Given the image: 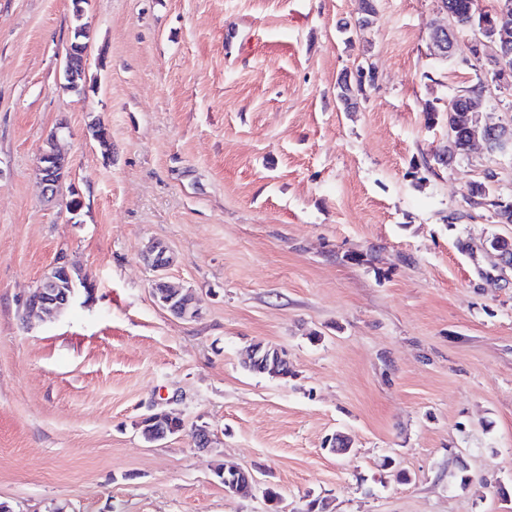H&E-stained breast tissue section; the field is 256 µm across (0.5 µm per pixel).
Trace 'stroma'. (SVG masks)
<instances>
[{
	"label": "stroma",
	"mask_w": 512,
	"mask_h": 512,
	"mask_svg": "<svg viewBox=\"0 0 512 512\" xmlns=\"http://www.w3.org/2000/svg\"><path fill=\"white\" fill-rule=\"evenodd\" d=\"M88 0L85 87L65 89L70 0H0V502L12 512H512V224L465 210L512 150L434 163L468 87L437 0ZM371 66L356 111L341 75ZM109 129L103 154L89 131ZM61 130L68 174L36 176ZM78 194L81 208L65 202ZM199 299L155 301L148 246ZM94 284L27 328L59 256ZM287 352L292 377L244 368ZM168 411L184 429L147 440ZM206 427L207 449L191 432ZM349 452L326 447L334 434ZM249 471V495L215 471ZM275 489L278 506L264 491ZM255 360L245 361L244 366L249 371L267 375L271 378L286 379L290 371H285L281 366V359L278 355V348L257 343L255 345Z\"/></svg>",
	"instance_id": "obj_1"
}]
</instances>
